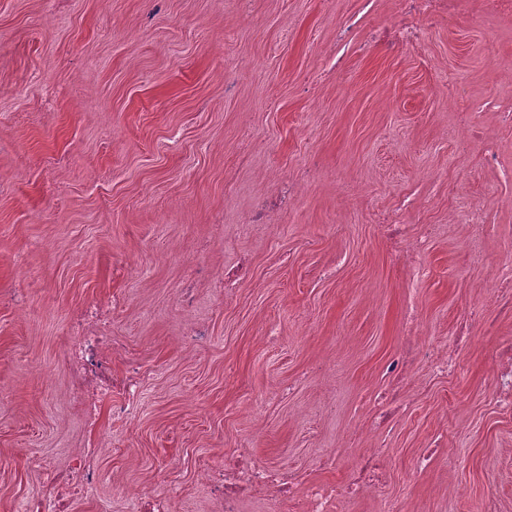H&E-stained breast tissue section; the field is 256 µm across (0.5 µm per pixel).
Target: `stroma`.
<instances>
[{
	"label": "stroma",
	"mask_w": 512,
	"mask_h": 512,
	"mask_svg": "<svg viewBox=\"0 0 512 512\" xmlns=\"http://www.w3.org/2000/svg\"><path fill=\"white\" fill-rule=\"evenodd\" d=\"M405 23L400 0H0V512L92 436L102 480L74 512H136L128 491L170 471L174 512H223L205 462L345 482L381 440L378 487L337 512H512V411L492 397L512 183L482 164L489 143L512 161L485 106L512 90V15L467 0L395 43ZM295 179L292 207L250 222ZM406 197L424 245L396 255L381 218ZM91 301L113 371L150 370L132 421L101 399L94 435L68 362ZM416 336L427 354L388 381ZM391 390L380 440L364 429ZM435 438L448 452L417 474Z\"/></svg>",
	"instance_id": "1"
}]
</instances>
